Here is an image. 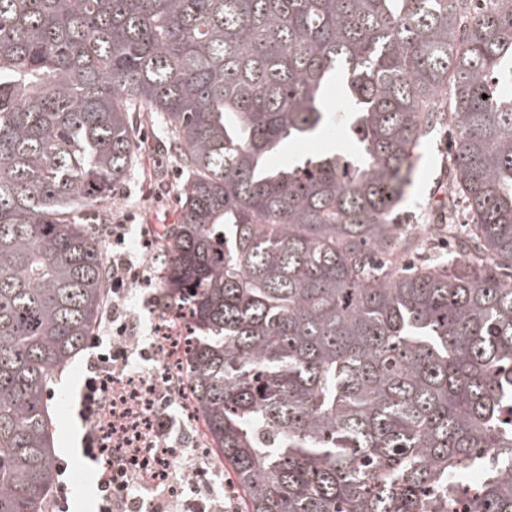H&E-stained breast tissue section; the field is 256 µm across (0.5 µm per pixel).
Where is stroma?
I'll return each instance as SVG.
<instances>
[{"mask_svg":"<svg viewBox=\"0 0 512 512\" xmlns=\"http://www.w3.org/2000/svg\"><path fill=\"white\" fill-rule=\"evenodd\" d=\"M132 124L138 150L125 179L114 186L109 201L79 214L78 220L91 225L94 234L103 241L101 264L106 267L112 259V226L119 216L132 214L133 220L125 230V243L138 245V254L145 260L147 278L132 288L130 310L137 333L147 339L154 334L153 323L174 324L178 310L166 297L162 284L167 265L165 243H156L149 250L140 248L139 243L145 233L157 234L179 223L181 193L189 173L179 164L160 120L136 112L132 115ZM449 139L450 132L444 126L424 138L413 184L391 216L399 232L424 239L429 248L443 254L447 253L448 245L442 242L437 228L443 221V204L448 198ZM328 151L354 156V143L343 127L333 125L325 135L310 142L286 145L281 153L271 156L270 163L277 166ZM87 357V352H80L57 376L49 391L58 461L66 466L65 472L57 474L56 479L75 484L70 502L72 512L94 510V486L82 478L91 465L76 450L82 428L76 415L75 394L86 372Z\"/></svg>","mask_w":512,"mask_h":512,"instance_id":"1","label":"stroma"}]
</instances>
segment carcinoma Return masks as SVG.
<instances>
[{
    "label": "carcinoma",
    "mask_w": 512,
    "mask_h": 512,
    "mask_svg": "<svg viewBox=\"0 0 512 512\" xmlns=\"http://www.w3.org/2000/svg\"><path fill=\"white\" fill-rule=\"evenodd\" d=\"M337 81L354 159L269 168ZM130 112L191 174L177 369L245 512H512V0H0V512L53 489L50 383L105 299L76 214ZM443 123L457 253L403 271L389 216Z\"/></svg>",
    "instance_id": "carcinoma-1"
}]
</instances>
